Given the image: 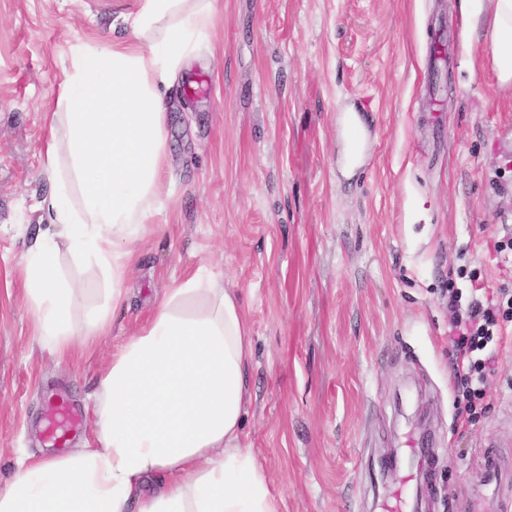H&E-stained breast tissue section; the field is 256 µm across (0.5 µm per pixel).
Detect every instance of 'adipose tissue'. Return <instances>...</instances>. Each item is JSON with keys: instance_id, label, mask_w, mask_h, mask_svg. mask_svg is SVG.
I'll list each match as a JSON object with an SVG mask.
<instances>
[{"instance_id": "adipose-tissue-1", "label": "adipose tissue", "mask_w": 512, "mask_h": 512, "mask_svg": "<svg viewBox=\"0 0 512 512\" xmlns=\"http://www.w3.org/2000/svg\"><path fill=\"white\" fill-rule=\"evenodd\" d=\"M483 27L500 83L512 82V0H461ZM215 18V0H143L132 38L77 40L47 114L45 200L65 245L37 236L24 285L42 343L59 358L75 337L112 325L135 243L164 193L168 94ZM110 279L106 300L74 319L77 290L59 275L60 248ZM253 359L242 303L222 274L200 267L172 288L113 355L92 397L95 447L16 459L0 512H281L243 442Z\"/></svg>"}]
</instances>
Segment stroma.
<instances>
[{"label": "stroma", "instance_id": "stroma-1", "mask_svg": "<svg viewBox=\"0 0 512 512\" xmlns=\"http://www.w3.org/2000/svg\"><path fill=\"white\" fill-rule=\"evenodd\" d=\"M141 0H0V490L23 452L58 454L48 403L82 414L114 353L199 266L243 299L254 357L243 438L281 512H425L512 504V323L479 409L461 421L448 288L512 298V84L458 0H216L171 91L170 196L134 252L112 327L65 361L34 331L22 260L50 222L45 114L69 47L128 38ZM450 66L428 68L430 39ZM358 113L363 125L342 130ZM83 304L108 281L61 253ZM429 431V475L409 448ZM498 475L481 462L484 446Z\"/></svg>", "mask_w": 512, "mask_h": 512}]
</instances>
